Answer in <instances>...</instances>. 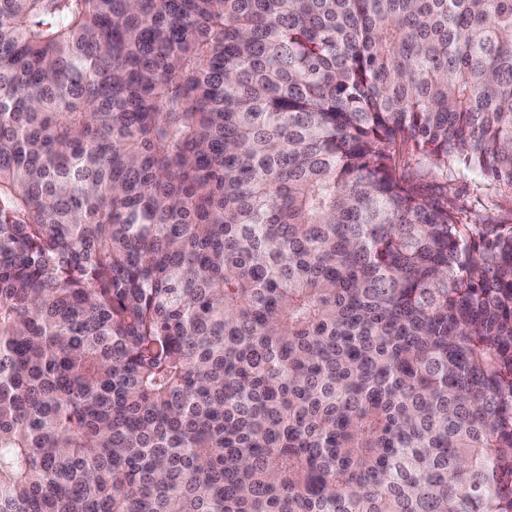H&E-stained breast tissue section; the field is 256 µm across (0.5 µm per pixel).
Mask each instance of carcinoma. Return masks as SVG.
Here are the masks:
<instances>
[{
	"label": "carcinoma",
	"instance_id": "1",
	"mask_svg": "<svg viewBox=\"0 0 512 512\" xmlns=\"http://www.w3.org/2000/svg\"><path fill=\"white\" fill-rule=\"evenodd\" d=\"M512 0H0V512H512ZM443 191L448 202L476 213L477 224H512V191L470 178L449 176Z\"/></svg>",
	"mask_w": 512,
	"mask_h": 512
}]
</instances>
